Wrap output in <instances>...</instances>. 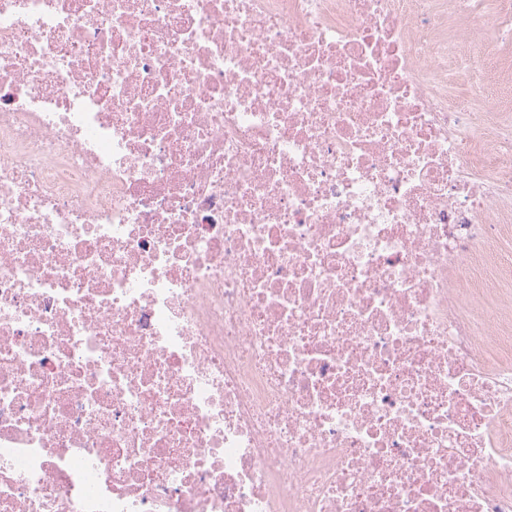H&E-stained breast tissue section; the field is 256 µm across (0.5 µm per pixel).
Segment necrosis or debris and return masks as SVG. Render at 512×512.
<instances>
[{
    "label": "necrosis or debris",
    "instance_id": "necrosis-or-debris-1",
    "mask_svg": "<svg viewBox=\"0 0 512 512\" xmlns=\"http://www.w3.org/2000/svg\"><path fill=\"white\" fill-rule=\"evenodd\" d=\"M511 34L0 0V512H512Z\"/></svg>",
    "mask_w": 512,
    "mask_h": 512
}]
</instances>
